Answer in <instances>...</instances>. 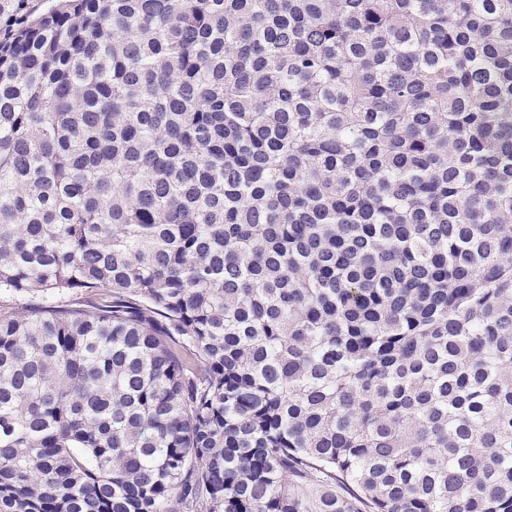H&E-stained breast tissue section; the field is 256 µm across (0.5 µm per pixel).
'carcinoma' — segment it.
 <instances>
[{
  "instance_id": "1",
  "label": "carcinoma",
  "mask_w": 512,
  "mask_h": 512,
  "mask_svg": "<svg viewBox=\"0 0 512 512\" xmlns=\"http://www.w3.org/2000/svg\"><path fill=\"white\" fill-rule=\"evenodd\" d=\"M0 512H512V0H0Z\"/></svg>"
}]
</instances>
